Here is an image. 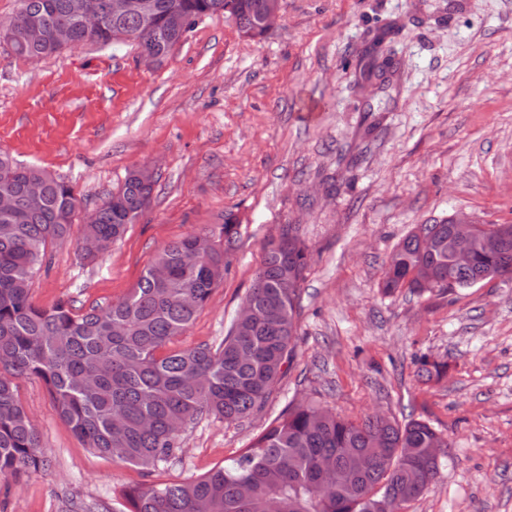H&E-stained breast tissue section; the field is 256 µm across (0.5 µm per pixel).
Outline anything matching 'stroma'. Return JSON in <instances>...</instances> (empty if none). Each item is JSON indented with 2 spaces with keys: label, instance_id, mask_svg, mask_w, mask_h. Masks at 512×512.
<instances>
[{
  "label": "stroma",
  "instance_id": "35a3bbf8",
  "mask_svg": "<svg viewBox=\"0 0 512 512\" xmlns=\"http://www.w3.org/2000/svg\"><path fill=\"white\" fill-rule=\"evenodd\" d=\"M0 152L80 200L34 279L42 308L112 303L162 247L218 229L231 209L230 267L171 343L215 346L283 225L312 255L288 371L264 407L201 420L179 459L151 473L86 448L45 386L20 381L49 465L0 478V512H124L126 491L202 476L298 403L421 419L447 436L437 486L405 512H512V279L423 296L381 288L415 225L512 223V0H281L263 38L205 16L157 65L131 43L29 60L0 42ZM143 164L156 167L149 207L85 257V212ZM422 356L447 375L420 382Z\"/></svg>",
  "mask_w": 512,
  "mask_h": 512
}]
</instances>
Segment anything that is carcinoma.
I'll return each mask as SVG.
<instances>
[{
  "label": "carcinoma",
  "instance_id": "obj_1",
  "mask_svg": "<svg viewBox=\"0 0 512 512\" xmlns=\"http://www.w3.org/2000/svg\"><path fill=\"white\" fill-rule=\"evenodd\" d=\"M33 25L3 38L22 57L47 56L54 28L71 0H22ZM154 15L125 17L122 27L139 46L171 51L185 31L170 26L179 15L197 19L227 12L239 32L261 37L267 0H156ZM42 186L37 203L28 184ZM153 185L128 175L103 202L84 237L104 253L148 208ZM19 212L0 215V477L37 472L49 465L38 433L18 396V381L46 386L59 417L93 452L146 471L178 458L179 423L187 428L213 416L237 421L260 410L288 370L297 336L296 300L308 266V250L291 225L267 246L244 301L245 324L233 323L218 347L171 349L224 279L228 252L239 235L238 215H224L220 244L210 234L166 245L135 288L105 307L76 309L61 301L50 309L32 300L33 279L47 247L67 233L79 207L73 187L49 171L23 166L0 153V193ZM432 243L421 249L411 232L389 257L382 288L422 295L411 279L418 267L434 278L468 288L496 276L512 277V234L483 242L489 224L468 239L470 263L456 266L448 254L452 225L422 224ZM197 254L195 267L185 257ZM161 267L165 276L153 270ZM448 365L425 359L422 376L443 377ZM439 433L426 421L369 413L347 419L329 409L299 404L274 418L238 455L189 482L145 483L126 493L130 512H398L434 488L442 468Z\"/></svg>",
  "mask_w": 512,
  "mask_h": 512
}]
</instances>
